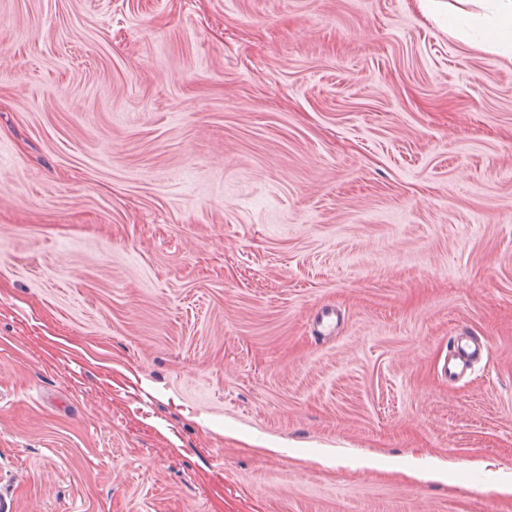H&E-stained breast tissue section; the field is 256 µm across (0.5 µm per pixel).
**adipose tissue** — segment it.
<instances>
[{
  "label": "adipose tissue",
  "instance_id": "ef3b65f1",
  "mask_svg": "<svg viewBox=\"0 0 512 512\" xmlns=\"http://www.w3.org/2000/svg\"><path fill=\"white\" fill-rule=\"evenodd\" d=\"M419 5L431 15L447 14L451 30L478 29L483 45L512 52V0H459L452 8L444 0H419Z\"/></svg>",
  "mask_w": 512,
  "mask_h": 512
}]
</instances>
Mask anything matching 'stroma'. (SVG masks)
I'll use <instances>...</instances> for the list:
<instances>
[{"label":"stroma","instance_id":"stroma-1","mask_svg":"<svg viewBox=\"0 0 512 512\" xmlns=\"http://www.w3.org/2000/svg\"><path fill=\"white\" fill-rule=\"evenodd\" d=\"M510 477L511 54L417 0H0V512ZM484 345H475L474 349L468 344L462 345V340L453 339V354L448 357V364L444 365L445 375L448 378L464 376L471 369L474 360L482 354Z\"/></svg>","mask_w":512,"mask_h":512}]
</instances>
